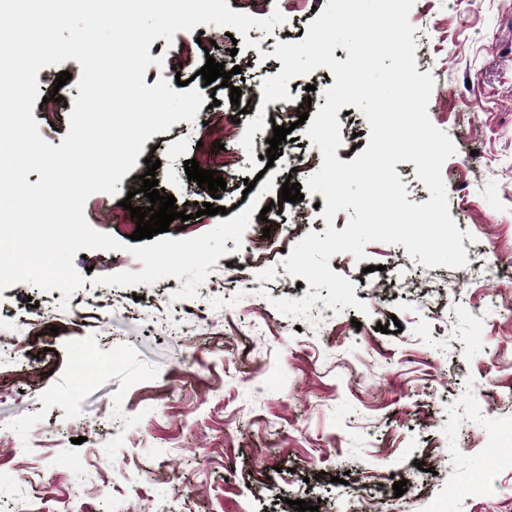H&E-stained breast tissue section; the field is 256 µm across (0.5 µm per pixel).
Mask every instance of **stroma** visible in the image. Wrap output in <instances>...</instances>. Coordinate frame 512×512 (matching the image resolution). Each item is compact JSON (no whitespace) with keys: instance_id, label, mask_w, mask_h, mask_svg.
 <instances>
[{"instance_id":"stroma-1","label":"stroma","mask_w":512,"mask_h":512,"mask_svg":"<svg viewBox=\"0 0 512 512\" xmlns=\"http://www.w3.org/2000/svg\"><path fill=\"white\" fill-rule=\"evenodd\" d=\"M327 2L288 14L272 33L249 29L253 47L234 56L227 26L150 44L145 84L191 80L205 108L148 138L117 193L87 199L88 224L120 247L75 256L78 290L0 291V336L27 347L20 367L0 365V512H296L295 500L318 502L319 512H512V0H415L409 16L417 71L435 81L429 118L456 148L442 176L467 266L429 268L403 245L371 242L364 260L329 261L366 312L319 301L291 317L274 300L311 287L288 275L286 252L308 233L344 230L349 214L326 223L318 192L282 201L286 179L305 183L323 161L298 113H274V125L294 130L271 163L274 126L254 134L252 163L212 115L231 111V87L279 74L277 43L303 41ZM210 57L231 70L230 87L198 77ZM64 71L70 80L56 86ZM80 76L73 59L37 74L32 115L52 145L69 132ZM55 92L65 104L45 112ZM337 120L336 157L348 163L367 148L370 127L353 106ZM151 157L161 162L159 188L192 214L170 224L169 238L217 224L198 215L199 203L241 213L260 168L273 178L260 198L268 223L226 240L197 298H176L184 281L173 276L94 296L96 277L142 268L127 250L122 201L149 207L139 177ZM192 158L204 169L235 160L226 188L213 194L188 179ZM294 158L308 167L293 169ZM183 314L184 334L174 329ZM41 315L48 327L37 337L31 322ZM394 318L402 332L377 331ZM88 358L100 366L84 379L74 367ZM397 481L406 484L399 497Z\"/></svg>"}]
</instances>
